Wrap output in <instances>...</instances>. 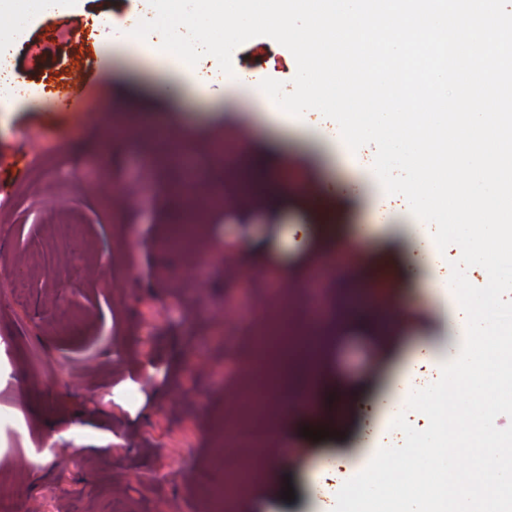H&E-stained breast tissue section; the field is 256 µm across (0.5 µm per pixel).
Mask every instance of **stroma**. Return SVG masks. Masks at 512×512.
I'll list each match as a JSON object with an SVG mask.
<instances>
[{"instance_id": "1", "label": "stroma", "mask_w": 512, "mask_h": 512, "mask_svg": "<svg viewBox=\"0 0 512 512\" xmlns=\"http://www.w3.org/2000/svg\"><path fill=\"white\" fill-rule=\"evenodd\" d=\"M146 0H79L74 13L39 15L12 48L11 82L23 91L71 84L74 61H90L69 107L0 112V484L15 512H316L307 486L313 463L346 459L345 478L368 464L359 406L373 398L410 346L448 348V331L406 270L404 225L358 248L324 276V315L307 321L304 277L324 254L348 249L366 221L368 197L322 192L324 152L316 137H281L260 107L158 88L164 76L103 61L93 17L140 15ZM78 26L85 41L33 63L31 46ZM237 69L257 68L291 83V52L260 36L239 46ZM55 146L51 170L35 167L31 131ZM185 141L197 167L184 213L206 261L165 239L185 181L171 144ZM233 143L288 178L263 201L226 191L238 178L213 175L216 144ZM107 166L116 185H100ZM23 196H15L18 185ZM116 203L101 210L103 195ZM79 238L56 246L63 225ZM388 274L387 296L417 312L381 315L369 269ZM289 320L287 345L315 346V365L269 358L267 416L243 397L253 375L241 365L261 354L257 337ZM303 396L288 417L282 397ZM272 433L257 479L240 484L221 462L228 430ZM326 431L325 439L306 430ZM295 498H282L286 489Z\"/></svg>"}]
</instances>
